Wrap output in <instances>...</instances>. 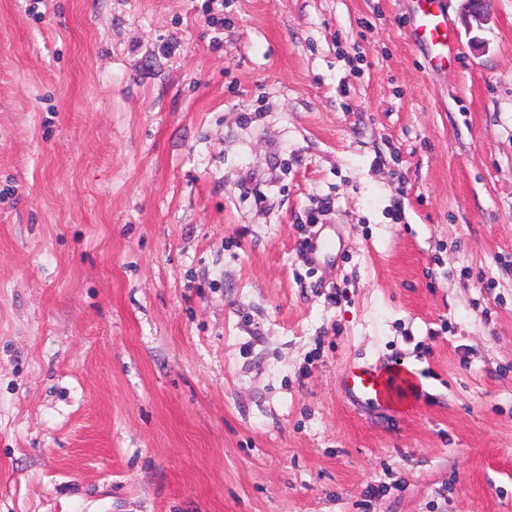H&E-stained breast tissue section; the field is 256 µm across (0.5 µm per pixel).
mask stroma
<instances>
[{
  "label": "stroma",
  "instance_id": "35a3bbf8",
  "mask_svg": "<svg viewBox=\"0 0 512 512\" xmlns=\"http://www.w3.org/2000/svg\"><path fill=\"white\" fill-rule=\"evenodd\" d=\"M463 5L440 70L415 0H0V512H512V0ZM400 381L409 384L407 377L386 373L370 365H349L345 368L340 384L347 397L355 402L380 404L390 395L389 383Z\"/></svg>",
  "mask_w": 512,
  "mask_h": 512
}]
</instances>
